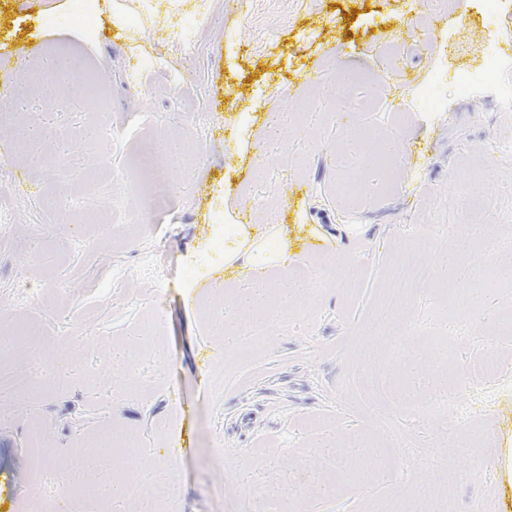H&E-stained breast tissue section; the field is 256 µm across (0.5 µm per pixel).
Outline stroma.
Segmentation results:
<instances>
[{
  "label": "stroma",
  "mask_w": 512,
  "mask_h": 512,
  "mask_svg": "<svg viewBox=\"0 0 512 512\" xmlns=\"http://www.w3.org/2000/svg\"><path fill=\"white\" fill-rule=\"evenodd\" d=\"M192 5L0 0V512H512V287L474 288L512 267V110L454 83L512 20L221 0L186 41Z\"/></svg>",
  "instance_id": "obj_1"
}]
</instances>
